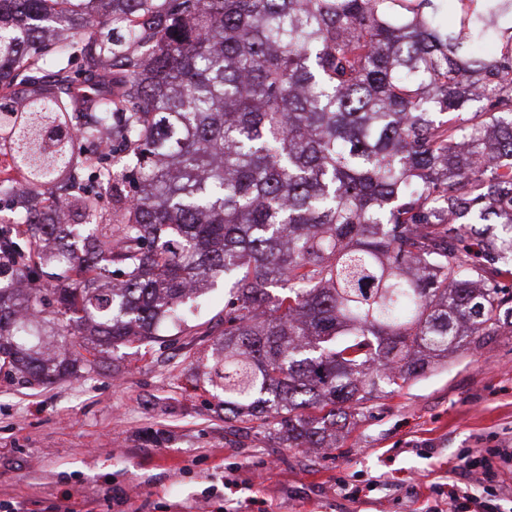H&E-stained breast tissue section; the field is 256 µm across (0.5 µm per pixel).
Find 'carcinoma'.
<instances>
[{"instance_id": "cac0c4a2", "label": "carcinoma", "mask_w": 512, "mask_h": 512, "mask_svg": "<svg viewBox=\"0 0 512 512\" xmlns=\"http://www.w3.org/2000/svg\"><path fill=\"white\" fill-rule=\"evenodd\" d=\"M457 2L0 0V196L70 189L0 216V372L151 346L222 278L224 419L321 448L512 326V0Z\"/></svg>"}]
</instances>
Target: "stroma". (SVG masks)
Wrapping results in <instances>:
<instances>
[{"mask_svg": "<svg viewBox=\"0 0 512 512\" xmlns=\"http://www.w3.org/2000/svg\"><path fill=\"white\" fill-rule=\"evenodd\" d=\"M181 333L119 349L110 369L50 385L0 374V501L27 512H429L462 455L512 448V327L449 355L346 424L336 445L289 448L228 423L205 368L224 331V288Z\"/></svg>", "mask_w": 512, "mask_h": 512, "instance_id": "obj_1", "label": "stroma"}]
</instances>
